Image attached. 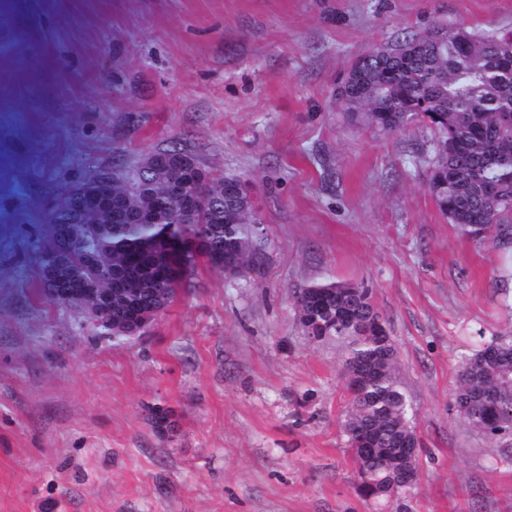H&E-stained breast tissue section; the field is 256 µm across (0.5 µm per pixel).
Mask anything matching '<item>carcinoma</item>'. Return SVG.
<instances>
[{
    "mask_svg": "<svg viewBox=\"0 0 512 512\" xmlns=\"http://www.w3.org/2000/svg\"><path fill=\"white\" fill-rule=\"evenodd\" d=\"M336 106L351 126L397 134L420 126L430 134L428 188L440 212L487 242L512 223V31H477L436 24L398 37L361 55L336 90ZM177 148L156 151L150 173L130 168L107 186L92 175L81 192L58 199L32 242L31 258L45 288L77 286L89 293L74 307L99 335L90 309L112 292L110 318L119 323L140 313L167 308L183 279H166L183 266L188 273L204 264L221 271L224 251L241 246L240 258L255 265L265 257L266 239L257 228L255 202L236 174L215 178L202 167L175 163ZM497 186L489 196L485 186ZM68 227L74 247L58 248L55 225ZM203 234L207 252L175 253L171 239ZM366 301L349 308L350 320L331 324L327 343L340 349L343 365L371 360L378 352L364 329L383 319ZM512 375V342L498 339L463 360L452 405L465 426L491 439L512 433V389L500 379ZM346 415L376 434L378 452L353 455L361 494L381 500L411 487L394 439L413 425L414 411L400 379L397 359L369 380L363 394L349 398Z\"/></svg>",
    "mask_w": 512,
    "mask_h": 512,
    "instance_id": "1",
    "label": "carcinoma"
}]
</instances>
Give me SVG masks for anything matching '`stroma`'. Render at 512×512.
I'll use <instances>...</instances> for the list:
<instances>
[{
	"mask_svg": "<svg viewBox=\"0 0 512 512\" xmlns=\"http://www.w3.org/2000/svg\"><path fill=\"white\" fill-rule=\"evenodd\" d=\"M437 22L512 29V0H0V512H512V447L451 405L463 359L512 338V228L487 245L441 215L427 131L336 107L357 56ZM174 145L244 176L266 260L195 269L115 343L29 247L58 195ZM325 281L371 288L396 345L401 499L357 490L341 355L294 303Z\"/></svg>",
	"mask_w": 512,
	"mask_h": 512,
	"instance_id": "stroma-1",
	"label": "stroma"
}]
</instances>
